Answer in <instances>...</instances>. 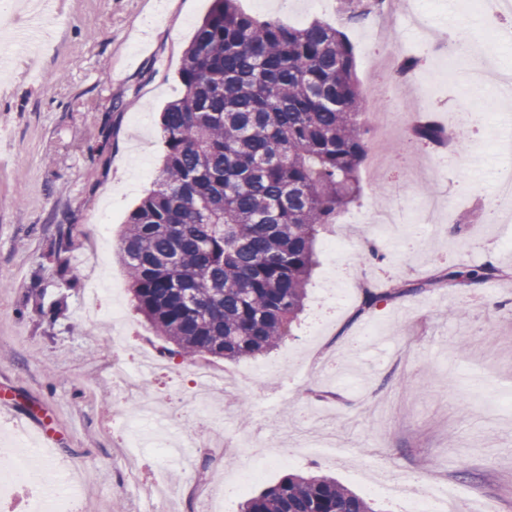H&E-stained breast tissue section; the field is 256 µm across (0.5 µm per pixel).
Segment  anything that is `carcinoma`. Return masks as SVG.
<instances>
[{"instance_id":"carcinoma-1","label":"carcinoma","mask_w":512,"mask_h":512,"mask_svg":"<svg viewBox=\"0 0 512 512\" xmlns=\"http://www.w3.org/2000/svg\"><path fill=\"white\" fill-rule=\"evenodd\" d=\"M354 46L315 21L295 27L213 0L185 52V92L162 112L165 153L118 246L136 310L194 363L275 349L304 309L316 241L359 195L368 145ZM431 119L408 138L440 146ZM492 264L448 265L366 287L352 320L438 288L478 286ZM241 512H376L328 475L289 473Z\"/></svg>"}]
</instances>
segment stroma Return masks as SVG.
Returning <instances> with one entry per match:
<instances>
[{
    "label": "stroma",
    "mask_w": 512,
    "mask_h": 512,
    "mask_svg": "<svg viewBox=\"0 0 512 512\" xmlns=\"http://www.w3.org/2000/svg\"><path fill=\"white\" fill-rule=\"evenodd\" d=\"M212 0H41L30 11L14 0L0 49L38 17L33 52L17 54L0 76V396L43 417L58 443L44 456L82 470L80 512H141L162 477L179 497L178 512H198V499L224 495L223 512H239L225 496L249 455L271 464L251 486L260 491L288 472L322 471L366 494L369 483L407 481L435 470L454 486L468 512L493 503L512 512V214L501 223L478 221L499 172L512 170V125L501 119L498 89L468 82L467 60L426 52L423 41L396 22V44L421 59V73L443 71L431 90L434 117L448 123L460 104L480 110L478 155L458 143L462 168L436 177L437 150L410 143L405 161L387 163L378 183L361 184L352 213L387 201L390 187L418 203L427 185L450 207L430 225L413 254L401 251L406 225L351 224L341 261L358 279L400 281L432 273L437 261L493 262L503 275L478 288H442L381 305L366 318L329 298L331 257L309 288L302 321L270 353L237 361L209 360L213 372L251 375L246 388L205 393L203 445L172 463L154 447L156 428L146 407L170 418L180 435L175 399L190 387L188 364L164 355L162 342L131 302L117 245L130 212L159 173L164 155L159 114L180 97L185 51ZM248 14L286 24L320 20L342 30L355 47L357 74L367 96L378 89L366 61L369 29L337 20L331 8L307 0H239ZM430 22L432 39L466 30L482 43L498 71L512 70V23H487L468 0H414ZM388 260L361 268L367 243ZM126 337L136 359L160 370L124 395L112 386V339ZM336 358V372L308 371L315 351ZM251 417L241 422L239 403ZM129 419L146 434L136 472L124 456ZM335 437L337 460L299 456L277 463L281 449ZM138 495H131L130 485Z\"/></svg>",
    "instance_id": "35a3bbf8"
}]
</instances>
